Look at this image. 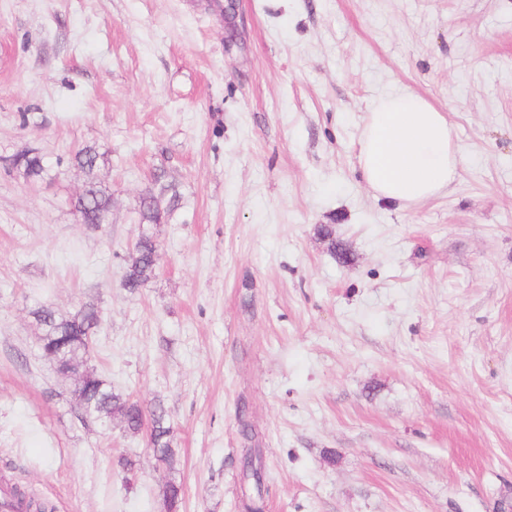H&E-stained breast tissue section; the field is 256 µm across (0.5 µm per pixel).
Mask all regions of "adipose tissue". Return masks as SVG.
I'll return each mask as SVG.
<instances>
[{"label": "adipose tissue", "instance_id": "1", "mask_svg": "<svg viewBox=\"0 0 512 512\" xmlns=\"http://www.w3.org/2000/svg\"><path fill=\"white\" fill-rule=\"evenodd\" d=\"M461 161L448 119L411 91L380 98L359 138L358 164L375 197L408 208L445 191Z\"/></svg>", "mask_w": 512, "mask_h": 512}]
</instances>
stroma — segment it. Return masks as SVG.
<instances>
[{
  "instance_id": "35a3bbf8",
  "label": "stroma",
  "mask_w": 512,
  "mask_h": 512,
  "mask_svg": "<svg viewBox=\"0 0 512 512\" xmlns=\"http://www.w3.org/2000/svg\"><path fill=\"white\" fill-rule=\"evenodd\" d=\"M229 29L210 0H0V483L165 512L174 479L179 512H241L244 408L266 512H512V0H237L228 50ZM401 90L461 151L404 210L358 172L367 113ZM24 151L44 178L7 166ZM91 181L99 226L74 207ZM42 305L97 310L87 366L163 403L173 466L82 416ZM111 196L95 182H89L75 202L86 224H103L107 221L111 208ZM156 244L149 235H142L126 262L121 285L129 292L141 288L150 278L155 267Z\"/></svg>"
}]
</instances>
